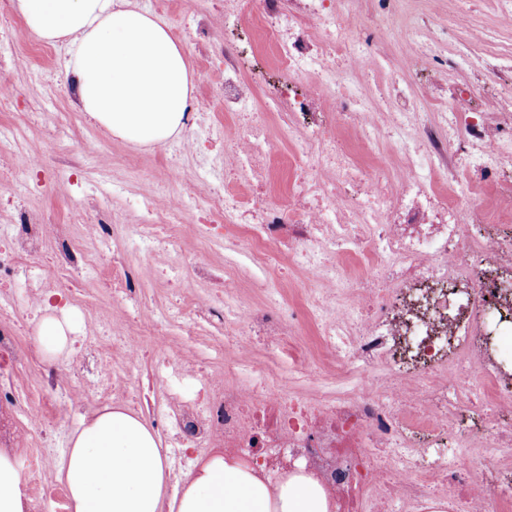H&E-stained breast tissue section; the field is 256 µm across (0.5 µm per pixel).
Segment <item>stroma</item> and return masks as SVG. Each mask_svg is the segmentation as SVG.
I'll return each instance as SVG.
<instances>
[{"label":"stroma","mask_w":512,"mask_h":512,"mask_svg":"<svg viewBox=\"0 0 512 512\" xmlns=\"http://www.w3.org/2000/svg\"><path fill=\"white\" fill-rule=\"evenodd\" d=\"M145 10L161 16L172 35L186 51L195 74L193 100L203 107L207 125L197 131L182 160L180 183L167 178L168 145H142L112 137L94 125L73 104L70 82L62 68L63 45H48L26 30L12 9L0 10V89L17 99L16 109L0 112V140L10 142L0 154V225L16 220L15 205L57 224H74L80 211H89L104 224H142L145 211L135 197L143 179L176 194H190L197 182L233 175L234 157L225 156L213 129L228 123L224 112V64L220 57L200 61L195 45V23L204 21L214 47L233 48L242 76L256 77L261 89L273 87L282 74L275 49L255 27L225 14L224 0H135ZM336 19L351 26L352 43L337 65L346 85L354 88L361 103L374 100L395 104L398 96L409 103L410 118L418 127L439 129L445 114L457 113L460 121L483 112L493 97L512 96V0H335ZM373 55L377 64L365 70L356 63L360 54ZM322 119L335 127L340 147L357 166L362 178L402 169L407 160L424 166L428 178L443 196L471 201L483 226L512 225V162L489 179L474 175L467 152L459 143L448 148V166H431L427 147L409 141L406 131L391 113L375 117L372 144H365L362 130L341 119L337 112ZM80 153H72L73 145ZM43 154L44 171L27 169L25 159ZM392 224H448L452 218L438 201L417 196L393 210ZM192 261L230 264L239 272V295L252 304H262L268 284L248 256L225 251L217 245L204 249L190 230L180 239ZM125 249L138 270L150 313L167 306L179 295L186 307L198 298L218 292L215 284L193 280L187 270H172L159 264L152 247L132 237ZM110 271H99L74 285L73 312L77 332H84L91 319H107L110 306L107 282ZM173 353L186 365L203 358L213 370L223 368L234 354L223 349L224 331L204 327L201 335L183 336L179 327L169 330ZM251 361L263 370L267 381H287L299 395L309 392L306 383L293 379L288 362L263 339H256Z\"/></svg>","instance_id":"35a3bbf8"}]
</instances>
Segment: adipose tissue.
<instances>
[{
	"label": "adipose tissue",
	"mask_w": 512,
	"mask_h": 512,
	"mask_svg": "<svg viewBox=\"0 0 512 512\" xmlns=\"http://www.w3.org/2000/svg\"><path fill=\"white\" fill-rule=\"evenodd\" d=\"M28 31L65 44L63 62L75 105L113 135L162 144L185 124L193 76L184 46L158 16L133 0H11ZM71 318L43 317L42 354L62 356L72 344ZM59 478L70 512H330L316 481L259 477L216 454L174 479L154 431L122 407L82 416ZM21 474L0 450V512H25Z\"/></svg>",
	"instance_id": "adipose-tissue-1"
}]
</instances>
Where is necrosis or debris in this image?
<instances>
[{
  "label": "necrosis or debris",
  "instance_id": "necrosis-or-debris-1",
  "mask_svg": "<svg viewBox=\"0 0 512 512\" xmlns=\"http://www.w3.org/2000/svg\"><path fill=\"white\" fill-rule=\"evenodd\" d=\"M253 2L287 80L312 71L318 77L301 97L281 88L260 102L255 81L240 77L233 51L221 50L224 109L235 120L217 135L236 157L238 176L202 184L194 229L200 242L224 238L244 246L265 276L290 258L304 275L306 294L298 310L284 307L274 289L258 306L215 295L198 304L197 321L182 324L181 331L196 335L203 320L223 324L241 366L250 360L249 337L262 336L315 384L327 360L350 371L356 386L328 392L316 385L300 399L284 383L260 390L215 374L201 378L191 394L193 370L168 354L160 372L163 394L145 414L169 435L179 465L218 452L256 472L304 474L328 494L332 512H504L512 505V480L472 481L459 458L477 452L488 474L512 466L498 454L512 446V364L499 360L485 339L491 312L501 318L499 333H512V279L504 275L512 268V231L471 240L459 224H446L423 238L404 236L385 223L388 207L409 187L433 189L412 169L372 182L365 206L349 208L341 189L359 174L325 127L300 135L282 123L283 136L300 143L306 175L292 193L269 196V113H310L329 100L354 109L352 90L334 80L350 35L333 6L321 5L306 21L289 13L285 0ZM384 108L377 102L354 109V118L366 130L373 113ZM468 153L482 177L505 160L502 142L478 129L471 132ZM318 169L332 173L331 184L315 181ZM137 202L151 219L134 225V232L168 262L182 224L181 202L152 190L140 192ZM49 238L61 244L54 268L65 281L105 258L87 253L67 225L24 218L0 232L1 298L26 311L36 306L45 272L20 268L19 260L39 252ZM311 322L320 330L313 360L292 339ZM80 341L94 353L93 366L45 361L36 390L0 384V447L37 445L24 471L27 512H65L63 491L45 486L39 463L56 446L63 411L80 412L111 396L108 361L122 358L133 366L142 357L138 336L128 334L114 346L108 324L99 321ZM33 357L15 327L0 322V370H21ZM89 383L91 396L85 393Z\"/></svg>",
  "mask_w": 512,
  "mask_h": 512
}]
</instances>
